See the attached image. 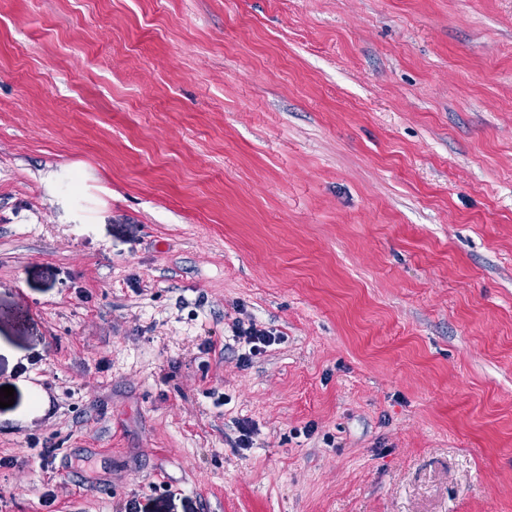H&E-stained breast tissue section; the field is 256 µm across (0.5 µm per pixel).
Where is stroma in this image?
I'll list each match as a JSON object with an SVG mask.
<instances>
[{"mask_svg": "<svg viewBox=\"0 0 512 512\" xmlns=\"http://www.w3.org/2000/svg\"><path fill=\"white\" fill-rule=\"evenodd\" d=\"M4 385L0 512H512V0H0ZM232 332L234 339L239 344H243L244 352L240 355V361L244 366L249 365L253 358L266 352L268 347L284 339L281 334L267 330L252 318L247 320V324L243 319L236 318L232 324Z\"/></svg>", "mask_w": 512, "mask_h": 512, "instance_id": "obj_1", "label": "stroma"}]
</instances>
